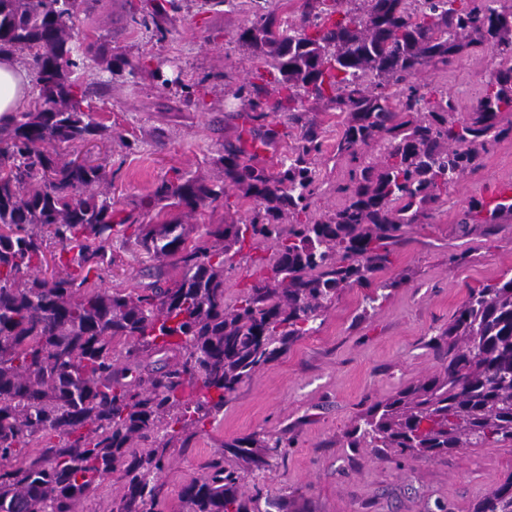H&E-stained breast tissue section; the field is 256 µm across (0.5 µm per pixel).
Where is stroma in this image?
<instances>
[{
	"mask_svg": "<svg viewBox=\"0 0 512 512\" xmlns=\"http://www.w3.org/2000/svg\"><path fill=\"white\" fill-rule=\"evenodd\" d=\"M148 2L99 0L75 22L79 41L150 59L173 79L166 85L150 70L113 77L100 65L92 67L98 88L90 104L97 119L111 125L112 140L79 146L74 153L105 165L116 209L139 224L158 223L156 212L140 203L175 172L208 182L223 179L219 158L225 146L237 144L250 128L242 101L234 97L253 78L236 35L269 8L267 0L204 7L184 0L160 39L131 25L132 14L142 13ZM490 69L489 54L475 50L448 72L426 71L418 80L447 87L459 111L467 112L481 97ZM184 83L197 86V104H185ZM344 118L326 102L311 100L304 111L273 114L264 122L278 133L274 146L259 154L270 168L306 126L317 127L322 153L316 206L322 212L342 203L333 187L347 173L335 155ZM509 182L512 137L490 147L481 167L449 190L429 223L412 226L392 268L379 275L386 288L341 289L314 333L239 384L223 415L202 425L189 447H171V465L160 479L164 512H178L183 489L202 477L203 463L225 441L252 433L291 441L285 458L272 468L246 472L243 484L246 494L258 490L263 499L286 501L288 512H472L512 471V445L461 448L433 460L381 459L372 449L348 447L345 434L373 402L438 373L441 364L429 339L447 328L469 288L512 269L511 213H503L491 233L475 224L465 235L457 224L470 198L492 197ZM227 193V202L183 214L192 237L201 238L207 225L251 214L252 200L233 187ZM454 253L462 261L451 262ZM110 255L106 285L137 288L148 254L116 238ZM399 277L403 285L390 287Z\"/></svg>",
	"mask_w": 512,
	"mask_h": 512,
	"instance_id": "35a3bbf8",
	"label": "stroma"
}]
</instances>
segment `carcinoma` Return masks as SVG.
<instances>
[{
  "label": "carcinoma",
  "instance_id": "obj_1",
  "mask_svg": "<svg viewBox=\"0 0 512 512\" xmlns=\"http://www.w3.org/2000/svg\"><path fill=\"white\" fill-rule=\"evenodd\" d=\"M99 0H0V56H23L38 94L0 126V512H82L109 473L121 494L107 512H161L158 480L169 467L166 437L224 412L237 386L313 331L338 291L371 286L414 224L433 218L448 190L478 169L488 147L512 136V4L501 0H303L300 22L275 9L238 33L256 71L250 119L302 112L310 99L347 112L336 156L348 178L343 202L315 215L322 143L306 128L271 171L243 145L224 149V181L175 171L142 201L147 210H196L226 198L225 185L256 202L245 222L213 224L208 246L188 242L174 218L128 224L94 187L99 165L66 160L57 146L112 138L86 104L77 71L92 55L111 75L135 76L145 60L78 43L75 20ZM132 22L165 37L180 0H153ZM492 53L493 69L472 111L458 112L426 69L448 71L463 53ZM512 201L472 198L458 221L496 223ZM134 241L159 262L134 292L103 286L112 237ZM252 280L234 304L224 270L244 248ZM59 247L48 252L49 244ZM63 267L40 275L48 261ZM180 278L162 286L164 266ZM430 344L439 374L370 405L347 431L350 448L381 457L434 459L458 448L512 443V276L468 289L448 328ZM197 384L201 394L184 397ZM281 437L224 443L183 491L185 512H262L261 490L242 491L241 472L284 456ZM473 512H512V471Z\"/></svg>",
  "mask_w": 512,
  "mask_h": 512
}]
</instances>
